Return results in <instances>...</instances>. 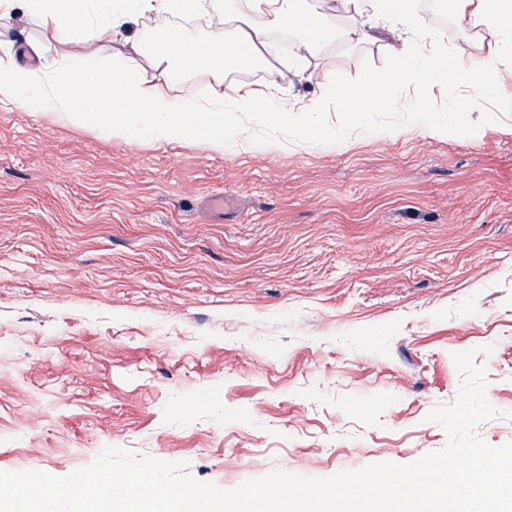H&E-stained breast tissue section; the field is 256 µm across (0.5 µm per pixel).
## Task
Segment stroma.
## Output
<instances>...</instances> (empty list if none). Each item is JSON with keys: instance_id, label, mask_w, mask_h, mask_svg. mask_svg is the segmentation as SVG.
<instances>
[{"instance_id": "1", "label": "stroma", "mask_w": 512, "mask_h": 512, "mask_svg": "<svg viewBox=\"0 0 512 512\" xmlns=\"http://www.w3.org/2000/svg\"><path fill=\"white\" fill-rule=\"evenodd\" d=\"M416 6L456 58L487 59L490 34ZM272 45L253 68H173L166 89L292 107L322 75L344 89L397 65L339 40L306 80ZM383 92L392 112L362 124L390 134L353 130L341 97L318 119L342 145L288 144V118L255 111L258 142L235 154L213 131L129 141L1 103L0 471L63 477L108 446L225 490L408 465L445 446L427 416L472 348L498 411L476 432L512 442V79L476 139L405 120L484 107L475 91Z\"/></svg>"}]
</instances>
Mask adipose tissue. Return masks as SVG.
Instances as JSON below:
<instances>
[{
    "label": "adipose tissue",
    "instance_id": "ef3b65f1",
    "mask_svg": "<svg viewBox=\"0 0 512 512\" xmlns=\"http://www.w3.org/2000/svg\"><path fill=\"white\" fill-rule=\"evenodd\" d=\"M441 6L460 26L495 35V67L480 61L462 64L439 45L412 49L410 39L421 35L424 23L409 0H217L212 23L222 27L235 22L232 42L247 51L252 63L265 61L271 33L293 35L299 71L305 70L309 56L333 40H373L382 35L399 66L379 81L469 87L494 100L500 84L512 76V0H442ZM203 8L204 0H0V25L20 15L39 21L48 37L77 47L61 61L50 62L44 58L43 42L28 38L24 45L31 62H18L10 54L0 56V103L52 113L72 124L92 125L129 140L179 141L204 123L219 129L218 144L225 151H238L244 132L239 113L259 108L276 121L281 116L280 102L270 98L258 107L247 97L227 98L216 91L208 104H199L149 83L139 65L140 59L151 60L163 77L175 65L185 71L211 68L212 42L189 40L177 25L158 39L139 29L149 17L191 18ZM339 19L344 22L340 28L335 25ZM113 35L132 36L136 58L108 65L83 48L89 40ZM378 80L364 78L350 90L355 112L387 111L385 96L373 89ZM492 118L489 109L475 120L455 109L432 112L418 106L412 109L410 122L434 135L464 129L475 137Z\"/></svg>",
    "mask_w": 512,
    "mask_h": 512
}]
</instances>
